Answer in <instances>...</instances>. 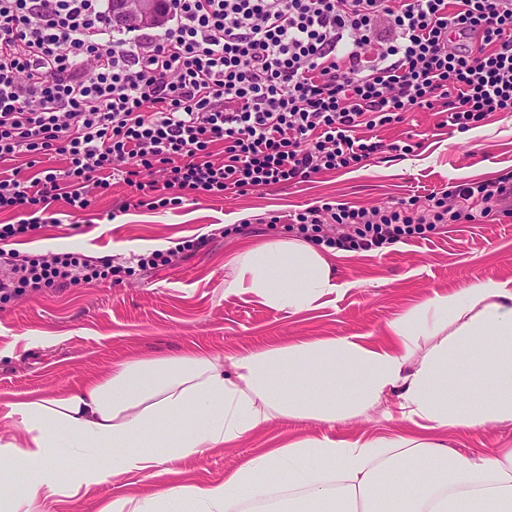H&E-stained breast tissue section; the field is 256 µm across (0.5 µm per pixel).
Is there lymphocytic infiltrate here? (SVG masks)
Returning <instances> with one entry per match:
<instances>
[{
  "label": "lymphocytic infiltrate",
  "mask_w": 512,
  "mask_h": 512,
  "mask_svg": "<svg viewBox=\"0 0 512 512\" xmlns=\"http://www.w3.org/2000/svg\"><path fill=\"white\" fill-rule=\"evenodd\" d=\"M435 110L460 131L512 112V0H170L159 28L113 23L110 0H0V257L51 202L175 208L360 167L372 130ZM512 175L450 185L424 212L324 203L270 224L343 251L494 220ZM136 266L23 257L14 294L119 281Z\"/></svg>",
  "instance_id": "lymphocytic-infiltrate-1"
}]
</instances>
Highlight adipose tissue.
<instances>
[{"label": "adipose tissue", "instance_id": "ef3b65f1", "mask_svg": "<svg viewBox=\"0 0 512 512\" xmlns=\"http://www.w3.org/2000/svg\"><path fill=\"white\" fill-rule=\"evenodd\" d=\"M325 253L275 238L235 260L225 294L247 292L279 312H302L335 291ZM430 343L416 355L420 340ZM466 373L473 396L451 400ZM397 395L412 435L350 443L307 438L245 461L222 483L180 486L158 497H116L101 512H512V448L461 456L433 433L512 421V286L482 284L434 297L390 326L384 345L351 337L304 341L224 361L187 352L134 358L103 377L51 396L0 404L25 434L0 443V477L22 469L23 493L1 495L0 512H39L110 475L233 445L277 416L333 424ZM181 427L167 431L165 422ZM116 450L111 470L93 466ZM81 461L67 474L61 456ZM278 474L282 487L269 480Z\"/></svg>", "mask_w": 512, "mask_h": 512}]
</instances>
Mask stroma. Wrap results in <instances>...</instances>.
I'll return each mask as SVG.
<instances>
[{
  "label": "stroma",
  "instance_id": "stroma-1",
  "mask_svg": "<svg viewBox=\"0 0 512 512\" xmlns=\"http://www.w3.org/2000/svg\"><path fill=\"white\" fill-rule=\"evenodd\" d=\"M443 115L421 110L377 129L386 148L351 172H329L299 183L260 188L240 196L200 198L167 210L122 213L130 188L118 183L87 211L69 214L64 202L51 211L62 221L17 244L20 255L79 252L129 264L130 244L161 248L194 241L174 252L169 265L124 279L0 295V403L17 394L51 395L106 375L134 357L189 351L211 356L245 355L304 340L357 336L378 345L389 326L423 301L451 296L472 284H512V214L493 221L440 224L426 238L368 252L331 250L338 288L318 307L299 313L272 310L248 293L228 295L224 282L240 252L282 236L266 222L326 202L383 209L427 197L462 181L512 172V112H495L463 132ZM411 144L410 153L391 143ZM115 219H108V212ZM244 225L224 237L218 230ZM389 397L377 409L329 425L308 417L274 419L260 433L231 447L166 462L150 473H127L57 497L51 512H100L112 498L151 497L177 486L223 482L249 458L305 438L354 442L414 432ZM438 442L464 456L512 448V422L437 434Z\"/></svg>",
  "mask_w": 512,
  "mask_h": 512
}]
</instances>
